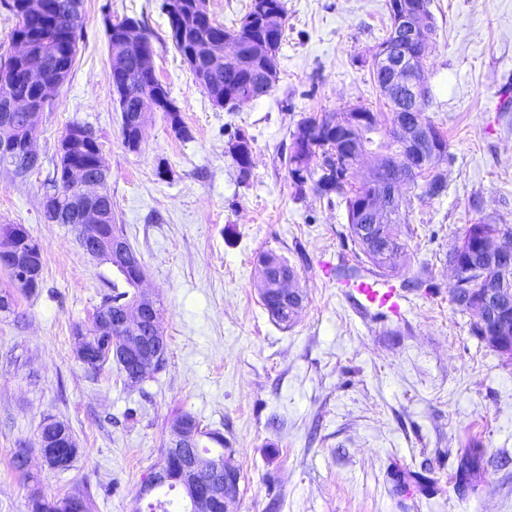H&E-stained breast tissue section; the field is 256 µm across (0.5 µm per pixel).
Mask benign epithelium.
Returning <instances> with one entry per match:
<instances>
[{"instance_id":"1","label":"benign epithelium","mask_w":512,"mask_h":512,"mask_svg":"<svg viewBox=\"0 0 512 512\" xmlns=\"http://www.w3.org/2000/svg\"><path fill=\"white\" fill-rule=\"evenodd\" d=\"M398 24L407 31L410 39H417V34L424 31L425 20L416 0H403L402 12ZM112 33L114 68L112 81L115 88L140 102L138 111L157 112L163 102L162 84L158 81L152 65L153 50L145 39L140 24L131 18L109 22ZM241 52L239 43L229 37H218L196 42L195 46L184 57V64L195 75L202 88L212 83L209 72L200 67L204 59L213 64L236 59ZM13 61L22 64L23 77L27 84L40 89V103H35L26 94L5 96L6 108L10 112H32L24 133L20 136L22 145H17L6 135L0 136V159L12 163L23 160V165L34 168L40 165V157L33 149V141L39 131L36 118L41 116L43 106L48 104L56 84L46 80L47 72L55 63L58 54L53 48L36 49L28 39L17 36L13 40L10 51ZM134 62L140 75V82L134 88L121 84V72L124 64ZM381 97L389 101L395 95L403 93L411 104V111L400 113L394 129L405 139L402 151L391 158L392 168L403 173L401 179L389 185L383 193L366 201V212L377 221L386 214L389 201L401 198L400 188L420 178V169L411 162L410 148L417 144L431 141L430 126L420 120L415 112L419 100L426 93L425 72L411 65L409 56H394L390 69L386 71L384 81L379 85ZM368 115L355 112L345 118L341 117L325 127L331 135H338L348 125L365 121ZM319 128V124L305 122L294 140V149L307 151ZM68 181L75 193L71 195V207L62 212L56 203V194L43 195V210L53 214L52 222L67 219L74 224L79 233V245L85 254L90 256H106L113 267L136 266L138 277L135 284H140L144 270L139 255L130 250L123 240L108 237L104 233V208L102 202V180L91 179L86 171L77 165L69 169ZM40 250L22 248L15 238L6 236L0 239V268L13 273L14 284L18 289L29 288L39 282L41 266ZM483 261L499 268L512 267V247L498 244L496 248L484 252ZM504 285L486 288L480 296L473 298V311L477 313L484 339L496 349L509 355L512 353V313L508 312V303L502 301L501 291ZM158 304L156 297L143 291H137V302L117 312L107 310L96 324V334L108 339L115 326L132 325L138 335L131 336L120 343L116 357L123 368L126 378L131 383H138L154 370L165 349L164 336L158 320ZM48 436L38 437V448L45 464L53 470L65 469L76 457L80 448L66 424L50 419L45 422ZM202 427L193 421L179 419L171 427L167 441L171 455L175 456L176 475L174 482L190 500L194 512H216L217 507H224V512H231L232 506L239 497V480L235 468L224 464V460L205 457L198 453H187L199 438ZM224 488V497L214 493V489ZM73 508L69 500H46L34 497L29 503L30 512H70Z\"/></svg>"}]
</instances>
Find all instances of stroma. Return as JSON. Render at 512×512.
Masks as SVG:
<instances>
[{
  "mask_svg": "<svg viewBox=\"0 0 512 512\" xmlns=\"http://www.w3.org/2000/svg\"><path fill=\"white\" fill-rule=\"evenodd\" d=\"M162 0H85L74 66L53 97L25 181L0 170V225L22 224L43 256L42 286L0 317V512H28L32 494L62 497L86 482L92 512H139L144 476L181 413L224 435L241 474L234 512H512V357L471 331L451 302L448 256L476 212L512 226V0H430L435 44L422 109L448 139L439 198L407 188L409 261L392 284L393 316L361 308L338 271L366 267L344 204L288 175L301 121L357 105L383 111L370 53L387 35L386 0H285L277 79L240 107H215L174 48ZM144 22L153 65L189 138L162 113L139 151L121 134L108 80V19ZM93 130L109 172L117 223L163 306L165 367L130 386L116 366L94 373L75 357L118 275L81 251L69 226L48 223L42 183L69 123ZM252 146L240 179L229 148ZM288 260L304 299L294 323L274 322L259 296L260 254ZM80 447L51 470L35 445L44 418ZM31 446L28 478L8 464ZM478 445L481 479H458L461 448Z\"/></svg>",
  "mask_w": 512,
  "mask_h": 512,
  "instance_id": "1",
  "label": "stroma"
}]
</instances>
